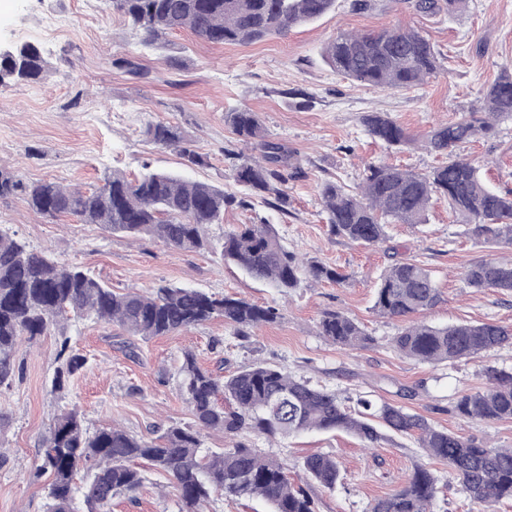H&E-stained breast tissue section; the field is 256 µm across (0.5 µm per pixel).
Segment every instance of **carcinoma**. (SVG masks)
<instances>
[{"instance_id": "obj_1", "label": "carcinoma", "mask_w": 512, "mask_h": 512, "mask_svg": "<svg viewBox=\"0 0 512 512\" xmlns=\"http://www.w3.org/2000/svg\"><path fill=\"white\" fill-rule=\"evenodd\" d=\"M464 4L465 0H415V8L422 12L443 7L453 11ZM103 5L127 20L144 47L157 45L177 30H188L214 45H247L285 36L292 28L319 19L335 7V0H103ZM323 56L344 77L379 89L410 90L441 70L440 54L413 30L340 32L326 44ZM46 66L38 46L18 43L12 55L0 58V81H34ZM481 110V117L471 112L428 131L425 149L447 155L448 161L427 172L379 164L368 166L354 187L340 181L323 183L321 198L331 233L363 246L384 244L387 225L424 223L432 200L438 198L448 201L449 209L470 225L473 237L512 245V191L491 190L478 167L454 153L456 147L489 133V118L512 115V72H503L486 90ZM224 119L250 150L241 154L234 180L265 203L284 207L288 150L268 140L256 112L236 110ZM362 124L371 137L389 146L410 143L404 128L385 112L365 113ZM146 134L159 146L179 149L190 164H204L201 154L184 146L179 127L158 122L148 126ZM18 191L25 192L29 206L42 215L71 216L114 233L157 237L189 252L208 247L204 226L221 223L224 208L246 205L222 189L166 172L144 174L134 181L114 172L101 187L82 192L51 181L27 189L12 172L0 170V199ZM221 255L253 278L278 288L299 287L302 271L316 281L345 280L319 260L299 262L269 224L234 225L224 232ZM464 279L478 290L512 292V262H475L466 268ZM439 297L431 271L413 259L401 258L386 269L376 288L373 310L383 317H409L432 309ZM69 313L117 326L143 341L215 317L223 318L236 336L245 339L250 329L281 318L275 307L194 288L162 285L151 293L116 292L83 268L62 263L0 230V386L10 384L19 369L22 337L32 340L55 327L60 347L54 388H65L85 363L69 347L63 324ZM317 328L319 335L342 347L361 349L374 342L357 321L338 310L324 313ZM391 344L406 357L439 364L478 358L512 344V329L493 322L436 326L415 321L401 328ZM179 375L194 424L171 426L156 439L136 437L117 425L91 433L74 409L55 416L39 468L51 476L50 512H72L77 491L89 512H101L119 493L135 492L144 482L143 474L130 465L135 459L150 462L172 480L182 512H202L214 492L260 496L272 512H315L314 500L291 481L284 464L258 455L246 443L239 441L219 453H202L206 430L283 438L339 430L376 448L386 440L380 431L383 426L417 436L427 457L448 463L472 501L490 507L512 498V448L478 444L437 429L401 406L378 404L361 394L343 398L333 389L261 362L224 377L201 367L191 352L184 354ZM487 375L488 386L458 396L453 411L472 421L511 420L512 373L489 369ZM279 397L288 399V405L275 412L272 406ZM82 468L87 475L77 490L73 479ZM302 479L331 491L341 480L339 462L332 455H311L304 461ZM436 492L434 473L417 463L404 485L375 499L369 512H430Z\"/></svg>"}]
</instances>
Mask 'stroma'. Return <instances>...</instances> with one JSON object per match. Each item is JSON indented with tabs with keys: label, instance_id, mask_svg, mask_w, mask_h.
<instances>
[{
	"label": "stroma",
	"instance_id": "1",
	"mask_svg": "<svg viewBox=\"0 0 512 512\" xmlns=\"http://www.w3.org/2000/svg\"><path fill=\"white\" fill-rule=\"evenodd\" d=\"M371 2V9L361 10L357 0H336L321 19L250 45L215 46L177 31L164 38L162 48L151 49L141 45L120 13L104 10L101 0H0V45L35 43L49 62L36 81L0 82V168L25 185L51 180L86 190L115 170L131 178L171 172L242 195L233 169L243 146L224 120L225 113L240 109L259 113L269 137L285 145L304 171L285 185L286 209L258 198L247 207H226L222 223L204 229L210 248L197 252L150 236L43 216L21 192L0 199V229L17 233L34 249H50L59 261L88 270L112 288L147 291L173 284L243 297L283 313L245 341L215 318L137 342L132 354L118 327L72 319L70 347L87 362L61 392L52 387L56 332L23 341L19 373L11 386L0 388V512H47V479L37 469L61 410L78 409L88 430L117 423L145 439L192 424L178 390V369L188 351L202 367L224 376L264 361L342 395L368 393L377 402L421 414L437 428L512 448V420L470 421L452 410L461 393L485 385V368L512 372V348L472 360L419 363L390 344L401 320L372 309L395 252L429 268L441 291L426 322L512 327V294L478 292L463 279L474 262L512 261V246L477 242L441 199L432 202L425 223L389 225L387 246L365 247L330 233L320 196L323 182L355 185L370 164L424 172L443 163V156L421 142L432 127L476 109L486 88L512 69V0H469L461 10L436 14L417 11L410 0ZM382 28L419 32L441 53L443 72L408 91H381L343 78L321 55L339 31ZM126 58L139 64L143 76L123 66ZM368 112L389 113L413 136V144L389 147L371 139L361 122ZM158 122L179 126L205 156V165L188 164L176 150L149 141L145 130ZM458 153L479 165L490 187L512 190V116L499 118L489 134ZM261 222L274 225L290 250L336 268L344 282L305 279L286 290L224 262L225 229ZM334 310L365 327L373 344L350 350L319 336V319ZM247 440L257 454L283 460L295 476L313 453L341 461L343 480L335 490L309 488L316 512H367L375 498L399 489L414 463L425 458L409 436L393 437L373 451L344 433L285 439L251 434ZM432 468L439 488L432 512H483L447 464L436 461ZM143 474L142 487L115 496L107 512H180L168 477L148 467Z\"/></svg>",
	"mask_w": 512,
	"mask_h": 512
}]
</instances>
